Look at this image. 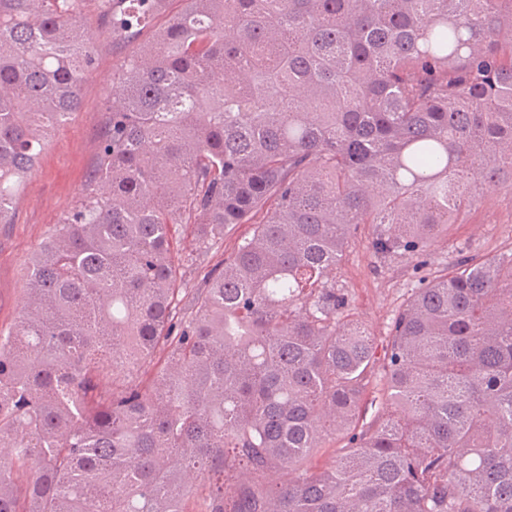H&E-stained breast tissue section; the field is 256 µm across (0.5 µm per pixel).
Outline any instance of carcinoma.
<instances>
[{
  "instance_id": "cac0c4a2",
  "label": "carcinoma",
  "mask_w": 512,
  "mask_h": 512,
  "mask_svg": "<svg viewBox=\"0 0 512 512\" xmlns=\"http://www.w3.org/2000/svg\"><path fill=\"white\" fill-rule=\"evenodd\" d=\"M84 2L0 0V224L79 112ZM107 2L130 43L165 0ZM180 2L0 325V512H512V253L419 280L381 359L330 277L362 224L419 256L512 193V0Z\"/></svg>"
}]
</instances>
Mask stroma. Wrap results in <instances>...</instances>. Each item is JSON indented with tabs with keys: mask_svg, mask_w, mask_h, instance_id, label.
I'll use <instances>...</instances> for the list:
<instances>
[{
	"mask_svg": "<svg viewBox=\"0 0 512 512\" xmlns=\"http://www.w3.org/2000/svg\"><path fill=\"white\" fill-rule=\"evenodd\" d=\"M101 10V0H86L84 34L95 64L82 88L81 108L41 153L15 199L12 223L0 224V324L14 321L29 259L53 224L74 208L93 170L106 108L116 91L112 76L129 54L103 35ZM373 232L371 225L360 226L334 276L348 295L350 317L361 319L381 342L419 279L452 267L463 252L481 257L512 251V194L483 186L472 210L443 230L420 258L379 259L371 245Z\"/></svg>",
	"mask_w": 512,
	"mask_h": 512,
	"instance_id": "obj_1",
	"label": "stroma"
}]
</instances>
